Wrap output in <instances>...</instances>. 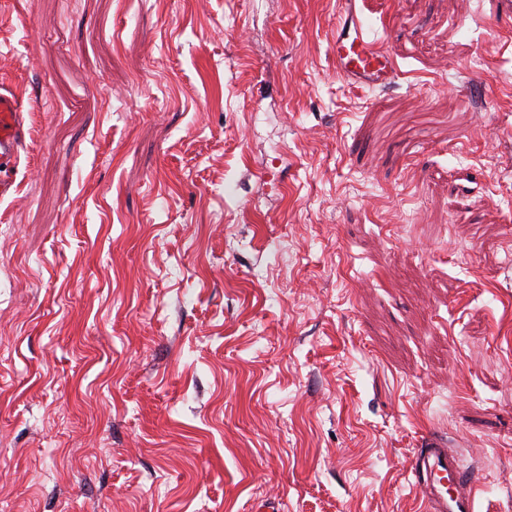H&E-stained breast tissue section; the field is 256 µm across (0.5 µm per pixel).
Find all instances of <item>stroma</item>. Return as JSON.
Masks as SVG:
<instances>
[{
	"instance_id": "1",
	"label": "stroma",
	"mask_w": 512,
	"mask_h": 512,
	"mask_svg": "<svg viewBox=\"0 0 512 512\" xmlns=\"http://www.w3.org/2000/svg\"><path fill=\"white\" fill-rule=\"evenodd\" d=\"M0 0L5 512H512V0ZM336 17L332 53L336 73L360 87L388 85L397 73L395 60L380 47L353 0L342 1ZM23 97L0 86V202L17 193L21 152L26 148ZM410 461L413 487L424 512H477V470L465 467L446 440L432 437L421 443Z\"/></svg>"
}]
</instances>
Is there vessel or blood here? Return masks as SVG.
Masks as SVG:
<instances>
[{
  "instance_id": "b4317fda",
  "label": "vessel or blood",
  "mask_w": 512,
  "mask_h": 512,
  "mask_svg": "<svg viewBox=\"0 0 512 512\" xmlns=\"http://www.w3.org/2000/svg\"><path fill=\"white\" fill-rule=\"evenodd\" d=\"M332 53L336 72L360 86L388 85L397 72L395 60L380 47L368 22L356 11L354 0H344L336 18ZM23 97L0 86V201L16 194L20 156L26 147ZM413 487L423 512H477V470L463 466L446 440L433 437L422 443L410 461Z\"/></svg>"
}]
</instances>
